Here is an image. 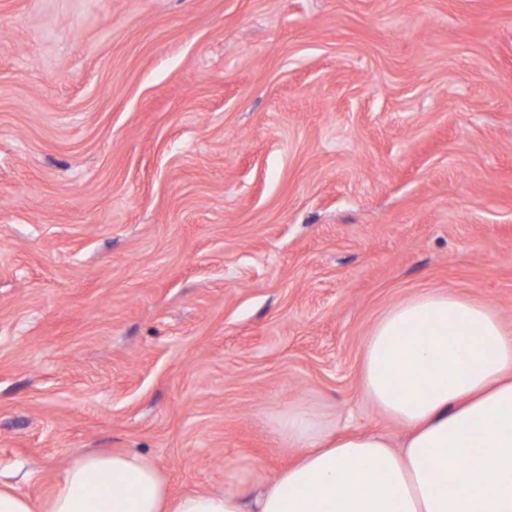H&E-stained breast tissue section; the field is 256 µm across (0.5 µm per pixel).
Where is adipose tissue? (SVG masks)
Masks as SVG:
<instances>
[{
	"mask_svg": "<svg viewBox=\"0 0 512 512\" xmlns=\"http://www.w3.org/2000/svg\"><path fill=\"white\" fill-rule=\"evenodd\" d=\"M361 389L407 429L402 447L292 408L280 432L300 454L252 501L176 495L147 456L86 451L46 497L0 484V512H512V328L495 308L433 291L396 304L370 330Z\"/></svg>",
	"mask_w": 512,
	"mask_h": 512,
	"instance_id": "adipose-tissue-1",
	"label": "adipose tissue"
}]
</instances>
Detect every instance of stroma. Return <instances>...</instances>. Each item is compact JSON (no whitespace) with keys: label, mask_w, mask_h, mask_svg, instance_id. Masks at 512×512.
<instances>
[{"label":"stroma","mask_w":512,"mask_h":512,"mask_svg":"<svg viewBox=\"0 0 512 512\" xmlns=\"http://www.w3.org/2000/svg\"><path fill=\"white\" fill-rule=\"evenodd\" d=\"M512 326V0H0V481L125 448L252 496L281 417L401 443L367 335Z\"/></svg>","instance_id":"stroma-1"}]
</instances>
